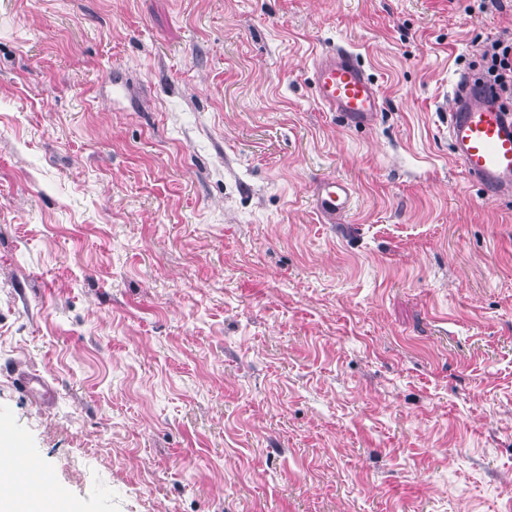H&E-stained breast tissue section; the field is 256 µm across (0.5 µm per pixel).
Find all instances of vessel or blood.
Returning a JSON list of instances; mask_svg holds the SVG:
<instances>
[{"label":"vessel or blood","mask_w":512,"mask_h":512,"mask_svg":"<svg viewBox=\"0 0 512 512\" xmlns=\"http://www.w3.org/2000/svg\"><path fill=\"white\" fill-rule=\"evenodd\" d=\"M311 83L316 100L339 113L352 127L373 124L381 108L380 94L356 56L344 48L326 51L315 62ZM448 141L452 154L486 198L512 197V109L489 85L462 77L450 92ZM314 208L332 221L353 203L351 185L328 178L312 189ZM20 512H53L51 498L34 492L17 497Z\"/></svg>","instance_id":"vessel-or-blood-1"}]
</instances>
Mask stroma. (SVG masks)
<instances>
[{"instance_id":"stroma-1","label":"stroma","mask_w":512,"mask_h":512,"mask_svg":"<svg viewBox=\"0 0 512 512\" xmlns=\"http://www.w3.org/2000/svg\"><path fill=\"white\" fill-rule=\"evenodd\" d=\"M509 35L512 0H0V428L69 512H512V199L444 109ZM334 47L368 127L315 101ZM310 80L316 101L329 112H338L347 125L367 127L375 121L381 108L378 87L347 49L322 54L314 63ZM314 208L321 218L334 221L347 213L353 203L351 185L336 178L319 180L312 189Z\"/></svg>"}]
</instances>
